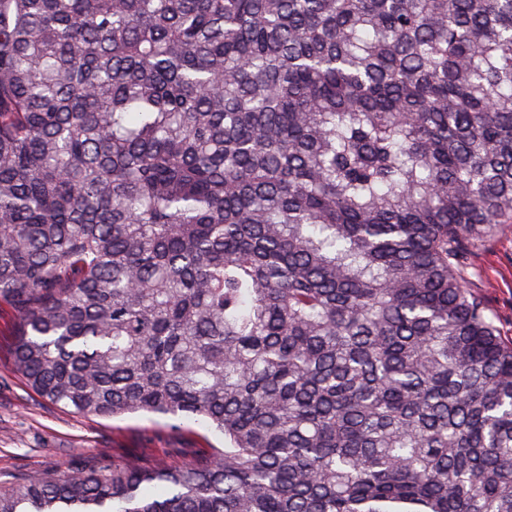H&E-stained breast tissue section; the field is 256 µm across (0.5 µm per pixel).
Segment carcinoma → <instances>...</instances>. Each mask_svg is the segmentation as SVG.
Listing matches in <instances>:
<instances>
[{"label": "carcinoma", "instance_id": "cac0c4a2", "mask_svg": "<svg viewBox=\"0 0 512 512\" xmlns=\"http://www.w3.org/2000/svg\"><path fill=\"white\" fill-rule=\"evenodd\" d=\"M512 0H0V302L79 414L201 423L0 512H512ZM472 261L479 271L474 283L484 291L501 336L512 339V224H503L497 237L482 245Z\"/></svg>", "mask_w": 512, "mask_h": 512}]
</instances>
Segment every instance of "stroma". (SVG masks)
<instances>
[{
  "label": "stroma",
  "instance_id": "obj_1",
  "mask_svg": "<svg viewBox=\"0 0 512 512\" xmlns=\"http://www.w3.org/2000/svg\"><path fill=\"white\" fill-rule=\"evenodd\" d=\"M472 261L475 280L497 319L500 334L512 339V224L482 245ZM16 318L0 305V487L18 473L52 472L90 456L146 455L178 462L181 456L223 445L220 436L200 425L174 423L160 414L93 417L49 404L7 359L15 339Z\"/></svg>",
  "mask_w": 512,
  "mask_h": 512
}]
</instances>
